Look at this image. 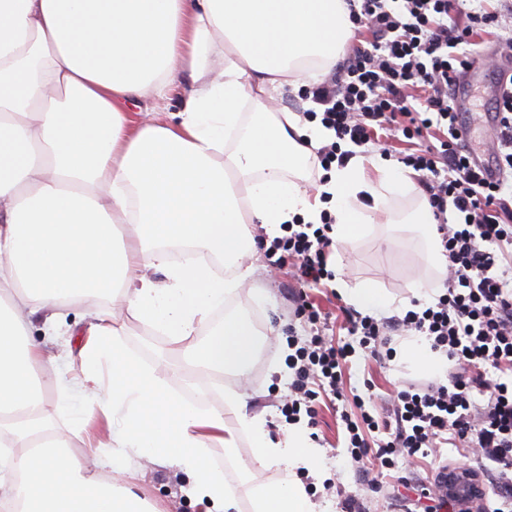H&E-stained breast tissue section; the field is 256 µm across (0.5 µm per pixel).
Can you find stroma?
<instances>
[{
	"mask_svg": "<svg viewBox=\"0 0 512 512\" xmlns=\"http://www.w3.org/2000/svg\"><path fill=\"white\" fill-rule=\"evenodd\" d=\"M388 218L377 216L370 234L342 244L339 278L352 287L374 284L409 305L416 302L413 288L426 289L432 296L441 294L439 279L426 266L412 234H402L395 250H388L385 244L391 234ZM253 261L256 270L249 285L266 292L269 303L263 308L248 306L249 320L260 331L269 332L270 338L243 386L250 396V407L265 411L269 432L278 438L286 428L281 408L288 398L291 380L281 351V338L291 333L306 340L315 334L316 327L295 313L296 304L288 293L289 286L295 283L293 267L275 261L261 248L256 249ZM310 297L325 318L334 341L356 349L345 370L347 385L360 391L364 380H371L378 410H386L391 397L408 383L433 380V373L413 360L397 357L380 361L367 357L358 347V337L349 335L346 329L342 314L346 301L342 295L331 289L316 288L311 290ZM172 385L187 399L218 409L224 404L222 387H235L236 382L227 374L220 377L197 374L188 382L173 380ZM316 410V423L311 428L309 441L317 448L327 477L320 481L306 474L302 480L313 501L329 503L331 512H340L342 501L350 496L361 498L367 512H441L438 499L420 494L421 486L431 482L438 467L446 464H461L478 470L483 467L480 455L461 445L438 448L431 455L419 454L410 460L401 456L395 469L382 471L374 465L368 474H359L351 463L347 432L335 408L322 401ZM52 429L69 438L76 454H94L106 460L112 457V432L106 422L97 421L85 428L67 410L53 414ZM121 465L130 472L132 490L151 499L159 512H207V503L189 499L181 492V480L175 469L134 455L123 459Z\"/></svg>",
	"mask_w": 512,
	"mask_h": 512,
	"instance_id": "stroma-1",
	"label": "stroma"
}]
</instances>
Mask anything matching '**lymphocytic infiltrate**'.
<instances>
[{"label":"lymphocytic infiltrate","mask_w":512,"mask_h":512,"mask_svg":"<svg viewBox=\"0 0 512 512\" xmlns=\"http://www.w3.org/2000/svg\"><path fill=\"white\" fill-rule=\"evenodd\" d=\"M355 30H366V44L338 60L318 84L302 93L310 107L304 116L320 118L335 142L317 152L321 165L346 163L350 152L340 145L364 146L380 131L402 133L411 142L399 160L418 174L437 222L448 276L445 291L422 312L378 320L346 312L350 335L371 356H381L394 335L414 332L426 337L432 351L445 356L452 369L445 380L399 391L388 415L371 413L362 398L341 414L353 463L375 454L382 468L393 469L397 455L413 456L424 448L463 441L478 448L490 474V492L459 512H512V88L496 101L495 132L501 177L486 180L472 165L462 142L451 90L480 57L478 32L497 31V43L512 48V32L503 33V14L470 15L459 24V0H347ZM334 220L321 225H283L273 240L258 237L269 253L291 260L300 285L293 294L298 316L319 318L307 288L332 280L328 259L333 251ZM289 369L294 376L282 412L287 423L314 417L321 396L345 398L343 364L349 348L316 334L289 340ZM486 400L476 404L474 392ZM385 441L371 446L369 433Z\"/></svg>","instance_id":"lymphocytic-infiltrate-1"}]
</instances>
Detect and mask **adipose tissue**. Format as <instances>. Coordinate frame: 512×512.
Masks as SVG:
<instances>
[{
    "label": "adipose tissue",
    "mask_w": 512,
    "mask_h": 512,
    "mask_svg": "<svg viewBox=\"0 0 512 512\" xmlns=\"http://www.w3.org/2000/svg\"><path fill=\"white\" fill-rule=\"evenodd\" d=\"M350 34L346 0H0V512H158L58 434L31 442L50 413L51 381L28 318L43 313L50 338L65 308L89 316L82 375L61 399L111 424L113 457L174 465L188 479L183 493L208 512H239L211 449L222 445L233 461L241 433L260 467L280 474L252 483L251 512H317L297 477L320 468L304 423L276 440L243 393L225 390L214 411L182 400L167 378L242 374L257 358L243 311L213 319L254 272L240 264L253 250L249 225L274 238L282 224H317L326 211L342 244L369 234L393 197L417 193L409 173L381 157L332 164L313 196L283 177L315 163L334 133L290 111L272 115L271 93L317 83ZM181 79L177 122L131 117L137 101ZM369 164L376 180L365 176ZM411 221L430 265L446 275L428 202ZM214 260L235 276H216ZM146 267L164 282L143 275ZM119 294L179 362L146 368L130 353L103 305ZM228 411L236 429L224 422Z\"/></svg>",
    "instance_id": "ef3b65f1"
}]
</instances>
